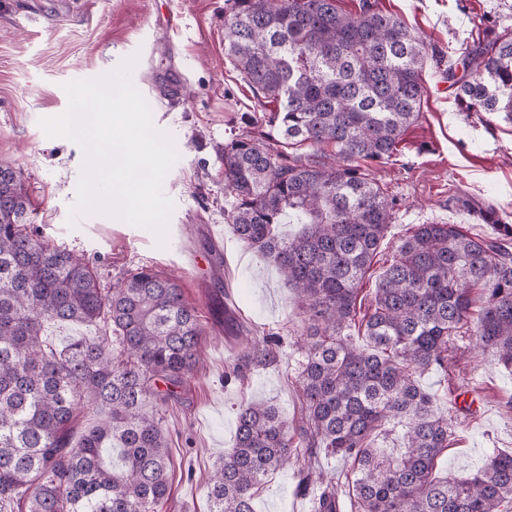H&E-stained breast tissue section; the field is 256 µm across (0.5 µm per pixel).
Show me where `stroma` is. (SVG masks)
Wrapping results in <instances>:
<instances>
[{
  "label": "stroma",
  "instance_id": "stroma-1",
  "mask_svg": "<svg viewBox=\"0 0 512 512\" xmlns=\"http://www.w3.org/2000/svg\"><path fill=\"white\" fill-rule=\"evenodd\" d=\"M399 17L444 65L478 32L512 28V0H376ZM225 0H0V163L20 174L31 211L28 221L51 245L80 255L102 287H113L140 268L179 279L205 331L206 366L184 387L183 403L165 424L172 457L171 495L162 512H206V480L215 460L233 447L236 412L245 400L276 404L288 419L300 416L295 347L306 329L294 294L274 266L225 232L219 257L209 254V228L225 224L233 198L224 186L225 143L258 122L255 94L224 54ZM180 32L160 27L171 13ZM140 93L185 80L179 107L151 102L153 124L169 134L179 158L163 182L173 200L168 243L119 219L94 214L70 222L83 151L65 138H49L39 121L68 106L63 83L100 77L127 58ZM425 118L403 133L396 161L364 162L390 202L387 237L366 271L359 297L370 303L393 247L418 224H456L468 236L490 232L461 200L492 206L512 224V125L487 126L460 111L442 68L424 73ZM199 265H192L191 257ZM282 341L280 360L227 375L235 329ZM428 393L454 402L453 437L436 474L467 475L494 452L512 453V371L492 353L477 355L469 334L458 336L447 371L419 379ZM300 466L270 475L254 512H313L298 494Z\"/></svg>",
  "mask_w": 512,
  "mask_h": 512
}]
</instances>
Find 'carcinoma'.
<instances>
[{"mask_svg": "<svg viewBox=\"0 0 512 512\" xmlns=\"http://www.w3.org/2000/svg\"><path fill=\"white\" fill-rule=\"evenodd\" d=\"M224 54L261 111L278 104L266 129L224 145L228 224L275 265L308 326L302 417L239 405L208 512H254L269 475L322 454L350 470L300 471V491L321 488L314 512H337L341 494L351 512H502L512 504V454L497 452L462 479L435 476L452 432L417 377L448 372V352L470 324L475 345L512 366V226L464 200L494 225L489 236L419 224L395 246L370 307L358 301L391 214L357 161L390 160L424 116L423 72L443 56L372 0L355 14L336 0H233ZM460 57L463 75L448 69L460 109L512 124V33L479 39ZM302 145L313 153L288 155ZM29 208L20 176L0 164V512H160L169 495L165 413L204 364L195 309L177 279L149 268L100 287L83 259L38 238ZM283 224L297 230L285 235ZM68 323L98 334L54 345L47 329ZM236 343L238 376L280 357L275 336L242 333ZM85 410L96 421L77 439Z\"/></svg>", "mask_w": 512, "mask_h": 512, "instance_id": "carcinoma-1", "label": "carcinoma"}]
</instances>
